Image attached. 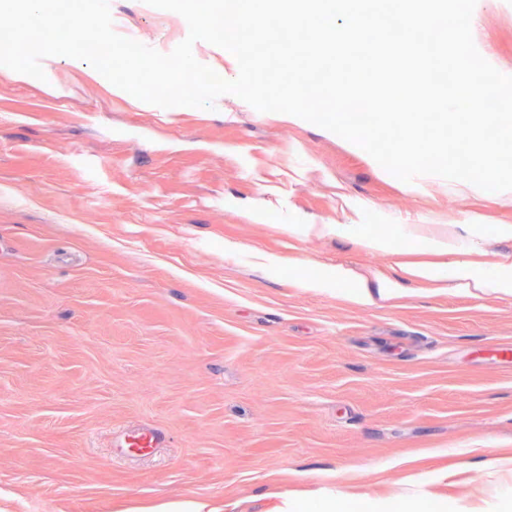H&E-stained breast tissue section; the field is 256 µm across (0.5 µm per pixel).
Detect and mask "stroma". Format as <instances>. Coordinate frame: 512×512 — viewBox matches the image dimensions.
<instances>
[{
  "label": "stroma",
  "instance_id": "stroma-1",
  "mask_svg": "<svg viewBox=\"0 0 512 512\" xmlns=\"http://www.w3.org/2000/svg\"><path fill=\"white\" fill-rule=\"evenodd\" d=\"M109 6L161 53L188 35L146 0ZM478 12L474 40L512 76V0ZM41 65L0 66V512H322L349 482L512 512V469L482 467L512 448V293L402 271L443 262L433 241L512 261V192L403 182L232 94L165 109L85 61ZM142 426L164 445L129 456ZM422 449L406 485L397 462ZM448 452L465 482L438 480Z\"/></svg>",
  "mask_w": 512,
  "mask_h": 512
}]
</instances>
